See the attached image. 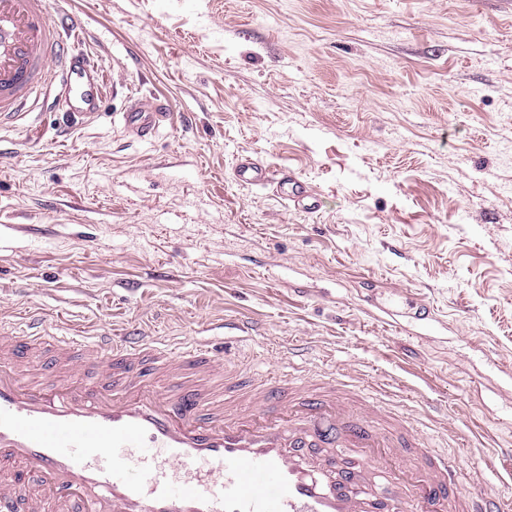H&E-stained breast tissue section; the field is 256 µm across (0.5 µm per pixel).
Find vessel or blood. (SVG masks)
I'll return each instance as SVG.
<instances>
[{
    "label": "vessel or blood",
    "mask_w": 512,
    "mask_h": 512,
    "mask_svg": "<svg viewBox=\"0 0 512 512\" xmlns=\"http://www.w3.org/2000/svg\"><path fill=\"white\" fill-rule=\"evenodd\" d=\"M76 31L45 0H0V123L48 93L70 123L98 115L103 76L69 51ZM168 117L133 106L120 123L145 138ZM238 177L318 205L304 182L253 161ZM254 330L240 319L223 344L172 345L129 324L73 334L38 312L0 326V512H498L412 415L351 375L282 362L241 376L237 346Z\"/></svg>",
    "instance_id": "vessel-or-blood-1"
}]
</instances>
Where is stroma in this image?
I'll return each instance as SVG.
<instances>
[{
    "instance_id": "35a3bbf8",
    "label": "stroma",
    "mask_w": 512,
    "mask_h": 512,
    "mask_svg": "<svg viewBox=\"0 0 512 512\" xmlns=\"http://www.w3.org/2000/svg\"><path fill=\"white\" fill-rule=\"evenodd\" d=\"M101 114L0 126V307L180 339L250 318L427 414L512 512V0H48ZM171 117L144 139L130 97ZM306 179L305 212L235 176ZM431 310L415 319L400 296Z\"/></svg>"
}]
</instances>
